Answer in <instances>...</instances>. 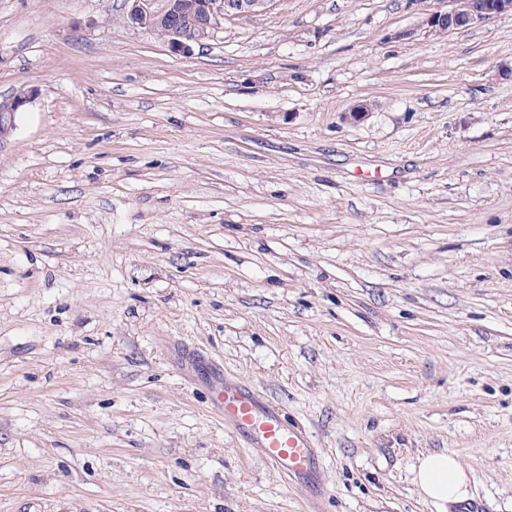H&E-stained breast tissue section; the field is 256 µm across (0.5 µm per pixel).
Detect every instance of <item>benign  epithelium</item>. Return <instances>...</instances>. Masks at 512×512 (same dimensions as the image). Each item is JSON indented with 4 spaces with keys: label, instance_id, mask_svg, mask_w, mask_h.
I'll return each mask as SVG.
<instances>
[{
    "label": "benign epithelium",
    "instance_id": "1",
    "mask_svg": "<svg viewBox=\"0 0 512 512\" xmlns=\"http://www.w3.org/2000/svg\"><path fill=\"white\" fill-rule=\"evenodd\" d=\"M132 7L128 20L132 27L155 31L169 27L167 43L181 53L193 51L210 36L217 21L226 15L253 14L267 11L274 0H235V8L225 7L227 0H166V7L160 12L150 10L149 0H130ZM452 3L446 11H432L422 25L432 33L466 28L487 19L512 15V0H448ZM35 87L23 89L0 99V145L14 132L21 112L38 97Z\"/></svg>",
    "mask_w": 512,
    "mask_h": 512
}]
</instances>
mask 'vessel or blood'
Instances as JSON below:
<instances>
[{"mask_svg": "<svg viewBox=\"0 0 512 512\" xmlns=\"http://www.w3.org/2000/svg\"><path fill=\"white\" fill-rule=\"evenodd\" d=\"M188 360L205 376L215 410L237 437L291 482L317 484L318 452L304 428L289 421L275 402L225 376L220 365L203 351L190 350Z\"/></svg>", "mask_w": 512, "mask_h": 512, "instance_id": "b4317fda", "label": "vessel or blood"}]
</instances>
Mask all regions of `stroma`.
<instances>
[{
  "instance_id": "35a3bbf8",
  "label": "stroma",
  "mask_w": 512,
  "mask_h": 512,
  "mask_svg": "<svg viewBox=\"0 0 512 512\" xmlns=\"http://www.w3.org/2000/svg\"><path fill=\"white\" fill-rule=\"evenodd\" d=\"M446 7L275 0L183 54L129 0H0V97L39 90L0 147V512H458L413 481L442 451L512 512V16ZM446 11H432L422 21L429 32L446 33L466 28L487 19L512 15V0H448ZM188 360L205 376L213 407L237 437L287 480L318 484V452L304 428L249 385L224 376L220 365L203 351L190 350Z\"/></svg>"
}]
</instances>
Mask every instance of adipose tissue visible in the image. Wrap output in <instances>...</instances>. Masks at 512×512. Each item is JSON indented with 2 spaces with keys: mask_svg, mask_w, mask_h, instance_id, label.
Listing matches in <instances>:
<instances>
[{
  "mask_svg": "<svg viewBox=\"0 0 512 512\" xmlns=\"http://www.w3.org/2000/svg\"><path fill=\"white\" fill-rule=\"evenodd\" d=\"M413 474L421 494L434 503H458L468 497V476L455 456L444 452L422 454Z\"/></svg>",
  "mask_w": 512,
  "mask_h": 512,
  "instance_id": "adipose-tissue-1",
  "label": "adipose tissue"
}]
</instances>
